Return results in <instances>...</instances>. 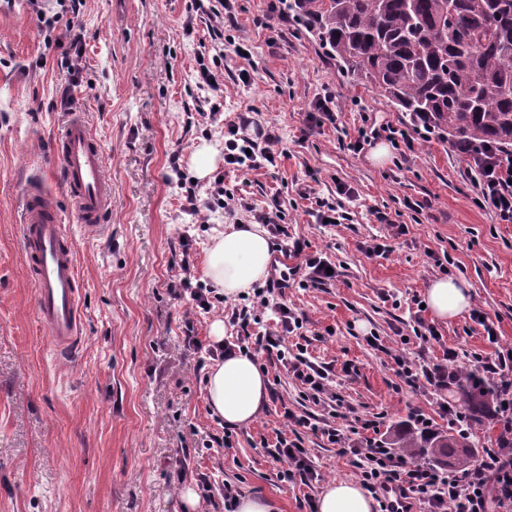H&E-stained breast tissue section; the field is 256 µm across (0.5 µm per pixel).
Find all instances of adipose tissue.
Here are the masks:
<instances>
[{"instance_id": "obj_1", "label": "adipose tissue", "mask_w": 512, "mask_h": 512, "mask_svg": "<svg viewBox=\"0 0 512 512\" xmlns=\"http://www.w3.org/2000/svg\"><path fill=\"white\" fill-rule=\"evenodd\" d=\"M268 232L259 224H230L212 240L204 274L225 298L250 291L268 275ZM435 320L457 318L470 305L468 289L453 279H437L426 292ZM211 410L228 426H245L260 414L267 397L268 379L258 361L236 353L211 365L205 376ZM374 500L363 486L347 479L329 481L318 496V512H373Z\"/></svg>"}]
</instances>
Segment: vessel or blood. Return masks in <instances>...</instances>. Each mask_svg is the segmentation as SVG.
Instances as JSON below:
<instances>
[{"mask_svg":"<svg viewBox=\"0 0 512 512\" xmlns=\"http://www.w3.org/2000/svg\"><path fill=\"white\" fill-rule=\"evenodd\" d=\"M60 177L85 229L101 232L112 203L102 151L83 113H71L55 145ZM19 239L37 286L36 310L49 345L59 353L78 346L84 335L77 257L65 233L56 201L42 184L23 190Z\"/></svg>","mask_w":512,"mask_h":512,"instance_id":"vessel-or-blood-1","label":"vessel or blood"}]
</instances>
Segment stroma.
<instances>
[{
	"mask_svg": "<svg viewBox=\"0 0 512 512\" xmlns=\"http://www.w3.org/2000/svg\"><path fill=\"white\" fill-rule=\"evenodd\" d=\"M269 0H233L224 23V65L218 90L199 86L196 59L215 44L209 22L188 23L190 0H85L75 21L80 68L71 71V36L64 23L41 26L55 0H0V512H184L183 488L207 474L244 494L273 499L278 512H302L319 488L287 483L262 443L290 409L318 420L326 404L302 399L301 384L268 366L279 397L259 418L232 430L229 448H198L195 433L222 436L210 412L206 367L184 342L193 320L202 344L209 325L224 319V337L258 336L272 327V309L248 327L231 320L240 300L199 312L171 293L183 254L181 235L192 225L190 254L202 278L207 250L222 232V212H184L171 159L190 170L202 146L224 148V125L247 111L281 138L276 166L246 174L225 170L224 182L259 210H281L308 254L336 265L335 281L291 284L274 292L306 323L303 341L329 367L335 391L354 416L375 420L381 436L412 422L414 408L433 412L435 398L399 384L369 335L400 348L417 318L416 302L441 272L463 281L472 306L493 322L497 343L461 315L439 325V341L421 349L428 363L461 346L455 363L470 371L476 357L512 348V224L475 202L476 189L461 154L437 135L417 132L409 115L364 79L340 67L308 29L268 11ZM251 52L249 81L236 45ZM335 99V121L314 111L323 94ZM85 113L104 149L112 183L108 232L79 224L56 170L52 146L69 113ZM387 119L412 135L413 151L391 150L376 163L371 149L354 152L360 129ZM53 192L72 237L82 285L85 334L67 362L48 345L36 314V288L18 240L21 192L30 174ZM351 186V195L336 187ZM329 199L341 223L318 224L303 185ZM388 214L389 223L376 219ZM407 225L405 235L392 227ZM393 250L368 254L370 240ZM303 445L324 480L354 469L325 439Z\"/></svg>",
	"mask_w": 512,
	"mask_h": 512,
	"instance_id": "stroma-1",
	"label": "stroma"
}]
</instances>
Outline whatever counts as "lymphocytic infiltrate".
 <instances>
[{
    "label": "lymphocytic infiltrate",
    "instance_id": "1",
    "mask_svg": "<svg viewBox=\"0 0 512 512\" xmlns=\"http://www.w3.org/2000/svg\"><path fill=\"white\" fill-rule=\"evenodd\" d=\"M224 163L238 172H250L276 166L278 154L274 149L279 138L255 125L252 117L240 116L228 124ZM469 172L477 189V200L489 204L500 223L512 224V155L490 148H468ZM209 211H223L225 218L236 224L266 225L272 246H284L295 264L288 270L289 279L303 277L305 282L322 285L329 282L330 262L306 252L305 241L289 236L282 223L281 212L256 210L244 198L227 188L223 178H215L210 191ZM278 329L256 337L255 353L275 354L289 375L300 382L308 397L316 401L336 402L332 380L326 367L313 362L303 345H290L289 339L303 326L302 321L286 305L276 311ZM463 355L461 347L453 346L443 352V363L428 366L406 354L388 351L400 381L412 388L451 389L458 379L450 363ZM476 372L497 381L502 405L499 415L503 427L492 448L482 449L465 469L448 470L437 464L411 459L396 449L387 447L371 437L374 421L361 423L362 437L351 439L340 426L331 421L319 422L309 416L285 411V426L276 432L272 458L282 465L281 477L286 482L309 486L320 481L309 452L302 446L301 436H289V428H303L325 437L336 446L339 455L348 457L364 486L380 501L381 512H397L385 493L397 491L402 499L426 504L429 512H512V350L496 352L494 357L478 358Z\"/></svg>",
    "mask_w": 512,
    "mask_h": 512
}]
</instances>
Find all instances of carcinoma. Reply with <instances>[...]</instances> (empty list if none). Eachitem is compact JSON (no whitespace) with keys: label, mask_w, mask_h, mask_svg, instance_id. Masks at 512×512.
Masks as SVG:
<instances>
[{"label":"carcinoma","mask_w":512,"mask_h":512,"mask_svg":"<svg viewBox=\"0 0 512 512\" xmlns=\"http://www.w3.org/2000/svg\"><path fill=\"white\" fill-rule=\"evenodd\" d=\"M299 20L347 68L451 144L512 152V0H293ZM472 423L495 411L498 390L464 376ZM391 445L449 468L473 458L470 433L407 429Z\"/></svg>","instance_id":"obj_1"}]
</instances>
